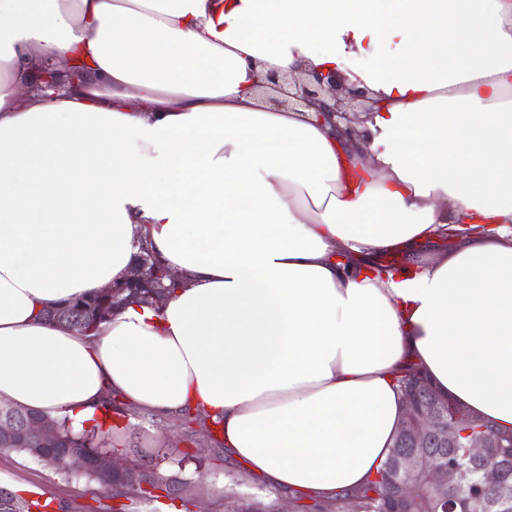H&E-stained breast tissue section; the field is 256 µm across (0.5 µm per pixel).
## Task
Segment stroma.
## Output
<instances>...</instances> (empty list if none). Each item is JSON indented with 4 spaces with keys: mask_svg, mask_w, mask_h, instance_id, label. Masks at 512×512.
<instances>
[{
    "mask_svg": "<svg viewBox=\"0 0 512 512\" xmlns=\"http://www.w3.org/2000/svg\"><path fill=\"white\" fill-rule=\"evenodd\" d=\"M105 412L109 420L97 431L96 444L133 461L145 478L168 492L156 501L130 500L125 512H224L230 496L259 512H298L288 493L227 462L200 425L159 418L116 397ZM0 488L17 494L45 493L55 504L53 512H113L119 503L98 483L60 474L18 451L0 452Z\"/></svg>",
    "mask_w": 512,
    "mask_h": 512,
    "instance_id": "35a3bbf8",
    "label": "stroma"
}]
</instances>
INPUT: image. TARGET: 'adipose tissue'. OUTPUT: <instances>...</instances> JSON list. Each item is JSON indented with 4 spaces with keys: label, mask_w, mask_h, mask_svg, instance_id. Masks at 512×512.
<instances>
[{
    "label": "adipose tissue",
    "mask_w": 512,
    "mask_h": 512,
    "mask_svg": "<svg viewBox=\"0 0 512 512\" xmlns=\"http://www.w3.org/2000/svg\"><path fill=\"white\" fill-rule=\"evenodd\" d=\"M313 68L369 90L370 142L252 87ZM144 244L167 301L41 318ZM411 364L512 432V0H0L1 401L85 428L111 390L331 495L388 457Z\"/></svg>",
    "instance_id": "obj_1"
}]
</instances>
